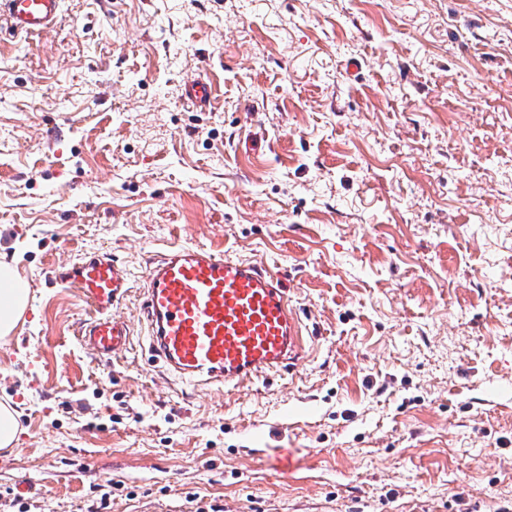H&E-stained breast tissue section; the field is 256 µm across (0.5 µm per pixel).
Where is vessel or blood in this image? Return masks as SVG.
<instances>
[{
    "mask_svg": "<svg viewBox=\"0 0 512 512\" xmlns=\"http://www.w3.org/2000/svg\"><path fill=\"white\" fill-rule=\"evenodd\" d=\"M62 7L63 0H0V17L13 34L38 36L57 25ZM182 96L206 107L214 92L194 78L184 82ZM55 276L90 304L81 344L105 360L127 350L132 332L116 315L131 288L127 267L94 252L57 266ZM143 296L151 352L181 382L240 385L290 369L304 357V327L284 276L253 259L200 246L170 248L150 266Z\"/></svg>",
    "mask_w": 512,
    "mask_h": 512,
    "instance_id": "1",
    "label": "vessel or blood"
}]
</instances>
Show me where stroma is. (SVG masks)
Here are the masks:
<instances>
[{
    "mask_svg": "<svg viewBox=\"0 0 512 512\" xmlns=\"http://www.w3.org/2000/svg\"><path fill=\"white\" fill-rule=\"evenodd\" d=\"M175 244L283 273L307 357L168 377L142 289ZM92 251L133 280L107 368L52 276ZM0 256V512H512V0H63L0 35ZM182 96L194 106L207 107L212 103L214 92L210 84L194 78L184 82ZM30 291L16 268L0 261V338L11 336L29 305ZM19 412L10 401H0V448H14L18 442Z\"/></svg>",
    "mask_w": 512,
    "mask_h": 512,
    "instance_id": "obj_1",
    "label": "stroma"
}]
</instances>
